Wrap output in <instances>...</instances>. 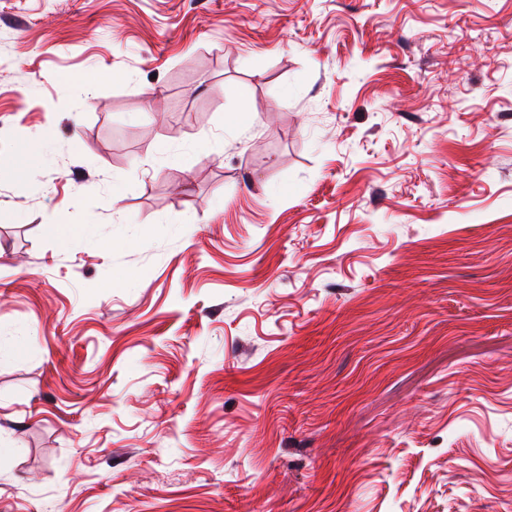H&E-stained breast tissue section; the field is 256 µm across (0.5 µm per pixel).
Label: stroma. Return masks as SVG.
I'll list each match as a JSON object with an SVG mask.
<instances>
[{"instance_id": "35a3bbf8", "label": "stroma", "mask_w": 512, "mask_h": 512, "mask_svg": "<svg viewBox=\"0 0 512 512\" xmlns=\"http://www.w3.org/2000/svg\"><path fill=\"white\" fill-rule=\"evenodd\" d=\"M0 512H512V0H0Z\"/></svg>"}]
</instances>
